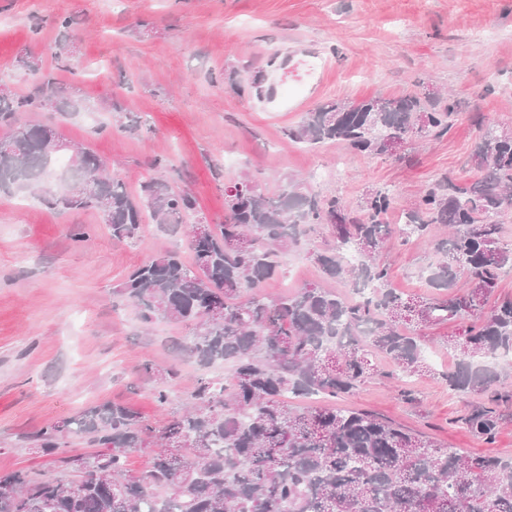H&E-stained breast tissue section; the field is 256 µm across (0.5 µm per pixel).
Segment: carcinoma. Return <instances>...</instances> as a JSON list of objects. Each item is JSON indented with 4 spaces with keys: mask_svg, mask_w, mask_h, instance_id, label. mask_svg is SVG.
I'll return each instance as SVG.
<instances>
[{
    "mask_svg": "<svg viewBox=\"0 0 512 512\" xmlns=\"http://www.w3.org/2000/svg\"><path fill=\"white\" fill-rule=\"evenodd\" d=\"M30 93L0 97V188L33 194L49 210L96 211L116 239L134 240L146 217L177 233L189 228L192 261L162 252L133 269L118 293L144 325L157 320L192 328L180 348L205 369L230 365L227 380L203 373L191 403L156 428L134 408L105 402L41 429L36 447L55 458V474H0V512H512V458L461 453L421 432L359 409L296 405V399L355 393L378 370L380 352L396 370L427 372L419 330L465 323L443 338L454 368L448 389L487 393L465 423L488 443L500 430L496 390L501 370L488 359L512 352V296L489 304L500 277L512 270L503 240L512 213V132L480 125L467 186L443 176L404 209L386 216L394 197L367 192L348 211L337 194L311 191L295 178L276 195L244 178L224 185V223L199 216L196 199L163 177L128 191L88 148L71 149V165L48 183L55 155L67 148L24 112L73 115L79 101L62 95L54 70L23 60ZM451 97L373 96L329 100L285 128L288 140L315 147L338 142L367 155L387 154V140L407 141L418 129L439 138L456 121ZM448 225V236L435 233ZM326 227L332 243L312 253L327 280L346 283L355 297L320 284L270 298L259 288L279 275L288 250L306 229ZM418 241L439 259L426 284L437 296L403 297L378 259L391 241ZM360 256L347 262V252ZM80 437L96 451L71 454ZM159 445L144 470L129 473L130 453Z\"/></svg>",
    "mask_w": 512,
    "mask_h": 512,
    "instance_id": "cac0c4a2",
    "label": "carcinoma"
}]
</instances>
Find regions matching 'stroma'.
Returning <instances> with one entry per match:
<instances>
[{"label": "stroma", "mask_w": 512, "mask_h": 512, "mask_svg": "<svg viewBox=\"0 0 512 512\" xmlns=\"http://www.w3.org/2000/svg\"><path fill=\"white\" fill-rule=\"evenodd\" d=\"M62 17L72 18L70 29L59 28ZM297 43L332 59L319 91L309 89L310 59L287 56ZM62 44L69 65L56 75L83 108L71 117L30 112L27 120L96 152L130 190L163 176L192 194L213 224L224 220L226 183L249 177L272 195L280 174L302 177L350 207L368 190L388 189L395 204L387 221L395 224L441 175L462 184L475 178L476 117L512 131V0H0V96L30 89L19 58L54 67ZM285 88L301 98L299 111H283ZM428 88L454 93L461 115L448 134L410 140L396 157H367L335 143L311 149L283 134L329 99ZM115 99L138 130H122ZM159 156L167 161L161 172L153 166ZM327 238L321 228L304 237L265 295L320 282L309 253ZM165 250L192 258L185 234L149 222L138 239L119 241L95 212L58 214L28 194L0 190V473L54 472V461L34 452L32 436L93 404L124 403L161 424L169 412L157 405L159 381L141 372L143 361L175 367L173 404L188 399L200 369L172 342L189 328L166 321L143 327L116 293L129 271ZM382 259L403 294L432 296L419 276L435 260L428 248L397 242ZM455 329H425L433 371L404 379L413 402L392 393L381 375L389 364L378 355L379 375L336 398V406L373 411L447 448L512 457V368L498 387L511 399L499 407L502 427L489 444L462 422L480 395L457 396L441 377L455 364L442 338Z\"/></svg>", "instance_id": "obj_1"}]
</instances>
